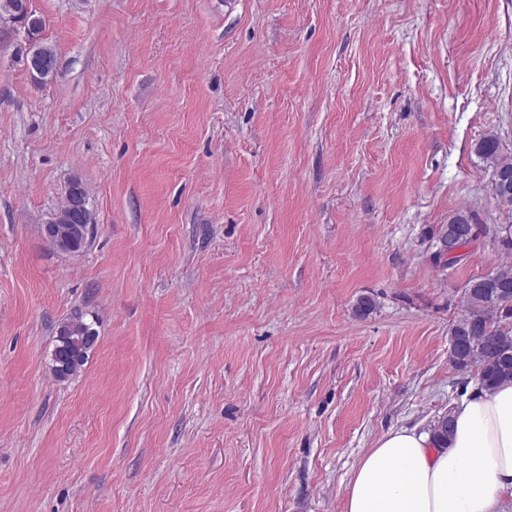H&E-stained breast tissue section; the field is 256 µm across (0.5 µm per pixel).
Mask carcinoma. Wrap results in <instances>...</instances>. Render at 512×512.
<instances>
[{
    "mask_svg": "<svg viewBox=\"0 0 512 512\" xmlns=\"http://www.w3.org/2000/svg\"><path fill=\"white\" fill-rule=\"evenodd\" d=\"M17 0H0V21L13 20L26 35L25 42L45 61L43 68L29 69L37 82L44 84L58 73L55 48L44 42L45 21L37 13L28 17L16 15ZM475 152L492 168L495 180L507 178L506 188L494 198L503 207L512 208V152L504 150L499 138L490 134L476 143ZM482 233L472 213L460 210L448 218L441 241L461 249ZM464 313L448 330L449 340H459L449 353L450 363L460 371L477 370V383L491 390L504 381H512V264L468 281L463 292ZM98 336L93 324L79 316L60 324L51 353L53 376L66 380L78 374L92 352Z\"/></svg>",
    "mask_w": 512,
    "mask_h": 512,
    "instance_id": "cac0c4a2",
    "label": "carcinoma"
}]
</instances>
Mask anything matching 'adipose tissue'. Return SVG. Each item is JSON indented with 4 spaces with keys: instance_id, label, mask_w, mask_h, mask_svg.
Segmentation results:
<instances>
[{
    "instance_id": "adipose-tissue-1",
    "label": "adipose tissue",
    "mask_w": 512,
    "mask_h": 512,
    "mask_svg": "<svg viewBox=\"0 0 512 512\" xmlns=\"http://www.w3.org/2000/svg\"><path fill=\"white\" fill-rule=\"evenodd\" d=\"M447 444L397 428L357 462L344 512H512V381L470 385Z\"/></svg>"
}]
</instances>
